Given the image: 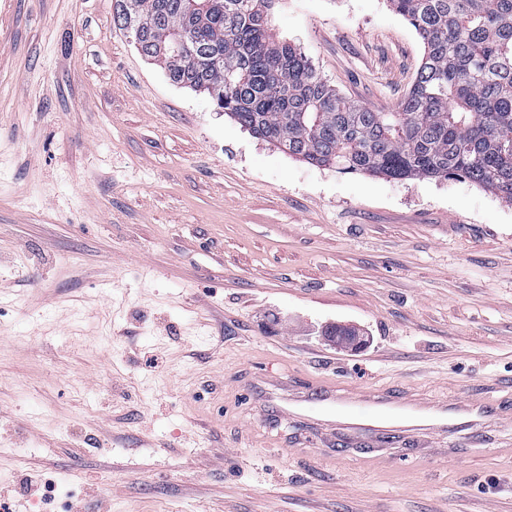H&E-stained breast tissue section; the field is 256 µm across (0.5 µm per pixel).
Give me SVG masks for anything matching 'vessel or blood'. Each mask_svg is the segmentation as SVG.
<instances>
[{
    "mask_svg": "<svg viewBox=\"0 0 512 512\" xmlns=\"http://www.w3.org/2000/svg\"><path fill=\"white\" fill-rule=\"evenodd\" d=\"M279 410L317 421L327 431L345 429L356 433L389 434L422 430L436 436L456 426L480 423V406L468 398L425 405L418 401L394 399L374 390L348 395L318 381L301 400H284Z\"/></svg>",
    "mask_w": 512,
    "mask_h": 512,
    "instance_id": "obj_1",
    "label": "vessel or blood"
}]
</instances>
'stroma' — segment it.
I'll return each instance as SVG.
<instances>
[{
  "instance_id": "1",
  "label": "stroma",
  "mask_w": 512,
  "mask_h": 512,
  "mask_svg": "<svg viewBox=\"0 0 512 512\" xmlns=\"http://www.w3.org/2000/svg\"><path fill=\"white\" fill-rule=\"evenodd\" d=\"M340 94L396 111L387 0H276ZM358 329L350 351L325 331ZM486 400L376 438L263 401ZM10 512H512V206L316 167L172 83L113 0H0V501Z\"/></svg>"
}]
</instances>
